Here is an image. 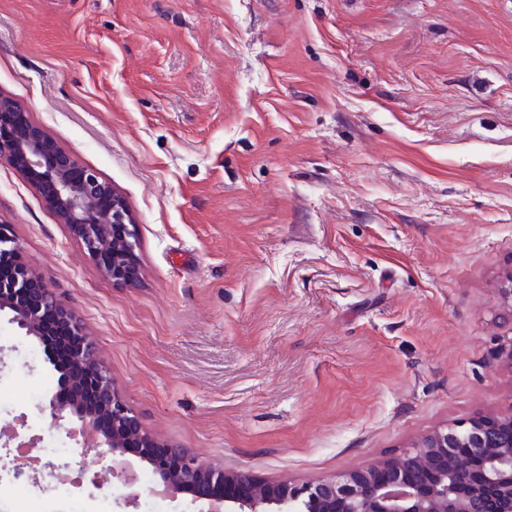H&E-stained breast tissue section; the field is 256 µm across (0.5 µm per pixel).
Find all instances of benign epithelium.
<instances>
[{
  "mask_svg": "<svg viewBox=\"0 0 512 512\" xmlns=\"http://www.w3.org/2000/svg\"><path fill=\"white\" fill-rule=\"evenodd\" d=\"M0 159L39 188L47 207L69 226L88 256L106 257L105 275L125 283L139 278L136 224L125 200L95 169L81 165L25 119L0 120ZM0 250L17 258L15 267L0 268V315L8 324L39 342L43 313L53 309L78 337L75 400L60 402L53 394L41 410L53 419H69V435L92 429L98 417L109 419L112 430L84 451L105 448L114 455L139 456L155 470L156 486L170 499L189 495L193 503H206L201 512H485L484 493L492 489L496 498L491 512H512V413L475 416L462 425L434 430L372 467L301 485L218 469L172 444L166 445L170 464L158 466L139 453L152 437L114 387L94 341L54 288L45 282L37 292L30 288L40 276L1 226ZM87 386L98 395L94 413L78 404Z\"/></svg>",
  "mask_w": 512,
  "mask_h": 512,
  "instance_id": "7a95c632",
  "label": "benign epithelium"
}]
</instances>
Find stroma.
<instances>
[{"instance_id":"35a3bbf8","label":"stroma","mask_w":512,"mask_h":512,"mask_svg":"<svg viewBox=\"0 0 512 512\" xmlns=\"http://www.w3.org/2000/svg\"><path fill=\"white\" fill-rule=\"evenodd\" d=\"M0 95L138 225L112 281L0 160V224L161 440L302 484L512 412V0H0ZM0 375V426L66 441L5 324Z\"/></svg>"}]
</instances>
